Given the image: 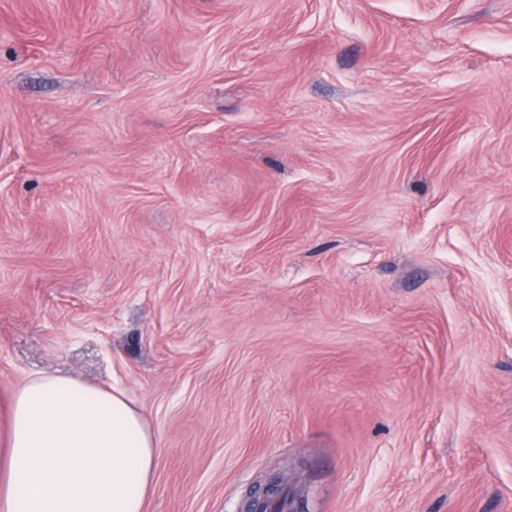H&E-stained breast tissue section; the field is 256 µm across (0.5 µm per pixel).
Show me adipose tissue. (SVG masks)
<instances>
[{
    "label": "adipose tissue",
    "mask_w": 512,
    "mask_h": 512,
    "mask_svg": "<svg viewBox=\"0 0 512 512\" xmlns=\"http://www.w3.org/2000/svg\"><path fill=\"white\" fill-rule=\"evenodd\" d=\"M158 454L123 395L38 374L0 434V512H144Z\"/></svg>",
    "instance_id": "ef3b65f1"
}]
</instances>
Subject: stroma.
<instances>
[{"label":"stroma","instance_id":"stroma-1","mask_svg":"<svg viewBox=\"0 0 512 512\" xmlns=\"http://www.w3.org/2000/svg\"><path fill=\"white\" fill-rule=\"evenodd\" d=\"M43 372L145 512H512V0H0V426Z\"/></svg>","mask_w":512,"mask_h":512}]
</instances>
